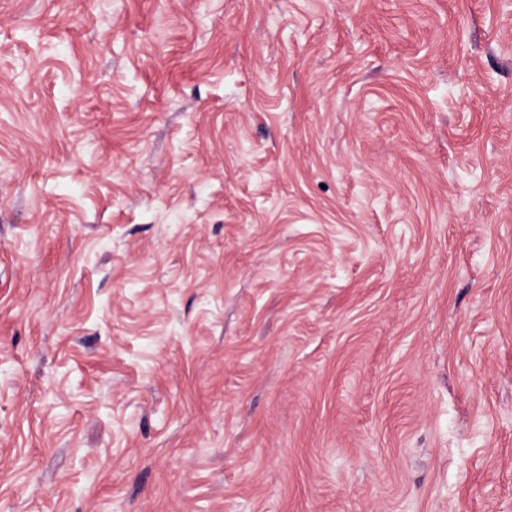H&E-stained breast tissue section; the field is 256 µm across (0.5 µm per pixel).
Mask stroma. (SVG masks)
<instances>
[{"mask_svg": "<svg viewBox=\"0 0 512 512\" xmlns=\"http://www.w3.org/2000/svg\"><path fill=\"white\" fill-rule=\"evenodd\" d=\"M0 512H512V0H0Z\"/></svg>", "mask_w": 512, "mask_h": 512, "instance_id": "1", "label": "stroma"}]
</instances>
